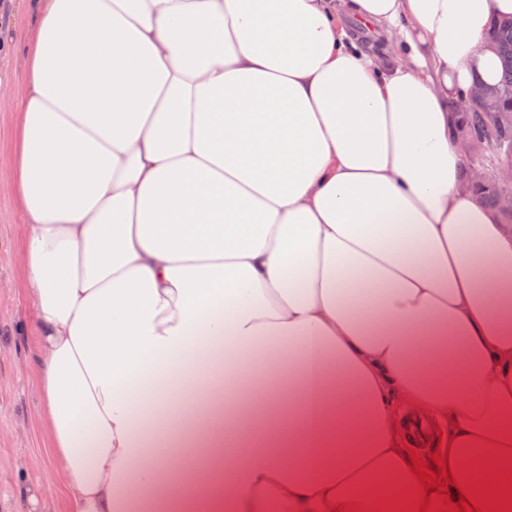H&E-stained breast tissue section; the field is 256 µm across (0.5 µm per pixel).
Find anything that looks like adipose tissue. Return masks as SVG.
Returning <instances> with one entry per match:
<instances>
[{
  "label": "adipose tissue",
  "instance_id": "1",
  "mask_svg": "<svg viewBox=\"0 0 512 512\" xmlns=\"http://www.w3.org/2000/svg\"><path fill=\"white\" fill-rule=\"evenodd\" d=\"M9 158L74 512H338L508 449L512 225L448 101L512 0H29ZM378 30L393 56L345 27Z\"/></svg>",
  "mask_w": 512,
  "mask_h": 512
}]
</instances>
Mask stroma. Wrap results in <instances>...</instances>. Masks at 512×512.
I'll return each instance as SVG.
<instances>
[{"label":"stroma","instance_id":"obj_1","mask_svg":"<svg viewBox=\"0 0 512 512\" xmlns=\"http://www.w3.org/2000/svg\"><path fill=\"white\" fill-rule=\"evenodd\" d=\"M32 22L22 0H0V35L10 45L0 58L7 79L0 96L14 95L25 79L22 55ZM24 227L12 197L0 192V512H71L58 496L30 509L27 489L52 474L54 462L40 424L41 399L28 368L30 337L19 331L28 303L21 291L14 246Z\"/></svg>","mask_w":512,"mask_h":512}]
</instances>
